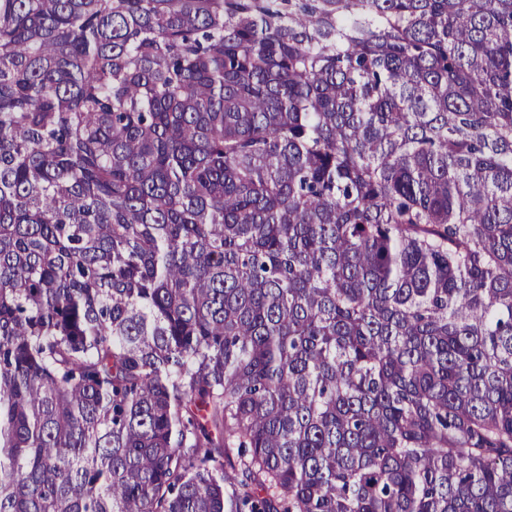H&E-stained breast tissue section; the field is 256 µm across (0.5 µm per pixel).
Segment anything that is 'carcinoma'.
<instances>
[{
  "instance_id": "obj_1",
  "label": "carcinoma",
  "mask_w": 512,
  "mask_h": 512,
  "mask_svg": "<svg viewBox=\"0 0 512 512\" xmlns=\"http://www.w3.org/2000/svg\"><path fill=\"white\" fill-rule=\"evenodd\" d=\"M0 512H512V0H0Z\"/></svg>"
}]
</instances>
